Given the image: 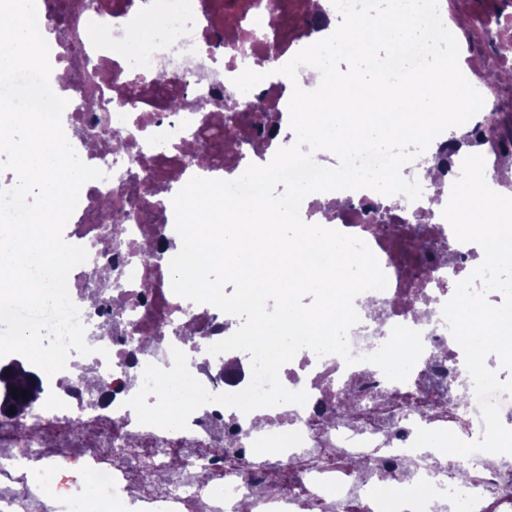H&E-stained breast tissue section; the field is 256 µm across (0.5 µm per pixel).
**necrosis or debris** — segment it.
Masks as SVG:
<instances>
[{
	"label": "necrosis or debris",
	"instance_id": "obj_1",
	"mask_svg": "<svg viewBox=\"0 0 512 512\" xmlns=\"http://www.w3.org/2000/svg\"><path fill=\"white\" fill-rule=\"evenodd\" d=\"M219 0H67L54 24L53 0H37L40 27L52 31L50 63L65 78L53 90L68 101L64 131L88 165L106 172L86 182L65 229L67 242L84 246L89 259L68 276V288L84 326L113 321L112 331L90 338L87 355L98 383L108 390L98 403L70 362L60 376L45 378V399L24 419L0 417V512H390L395 496L424 500L423 512H512V455L479 452L470 467L458 457L436 458L412 449L417 428L448 429L472 440L483 430L472 384L454 395L462 350L442 317L443 304L483 260L478 244L457 240L441 205L452 184L417 201L363 189L343 191L336 230L364 240L388 278L383 291L356 298L360 317L348 339L359 363L336 355L300 351L282 366L289 390L308 394L305 405L283 404L243 413L207 404L188 429L139 425L126 402L124 378L147 364L171 368V347L188 356L192 375L213 393L238 392L251 379L248 354L210 355L211 344L229 337L236 317L174 293L160 295L157 276L166 265L157 255L161 239L175 234L173 197L194 176L231 180L249 165H266L277 148L273 136L246 119L234 134L233 154L214 144L207 163L192 162L186 144L208 142L213 118L205 110L168 109L172 98L195 95L204 102L235 93L234 77L248 58L286 64L301 49L326 38V23L353 13L375 27L400 18L387 0H234V35L225 38ZM433 20L458 47L455 73L476 85L471 123L493 112H512L502 85L488 70L512 71V57L486 50L488 30L512 32V17L492 27L475 20L459 0H436ZM432 41L423 32L378 52L380 68L395 72L398 90L425 70ZM167 72V85L151 76ZM140 167L148 188L140 196L124 189L128 169ZM388 211L372 223L365 208ZM124 215L120 238L103 213ZM124 272L123 285L99 293L106 263ZM380 329H372V321ZM169 332L157 337L158 323ZM398 324L419 330L424 352L403 382L388 380L364 362ZM153 346L142 347L146 337ZM269 453H261V445ZM73 467L93 474L95 485L59 486L58 472Z\"/></svg>",
	"mask_w": 512,
	"mask_h": 512
}]
</instances>
